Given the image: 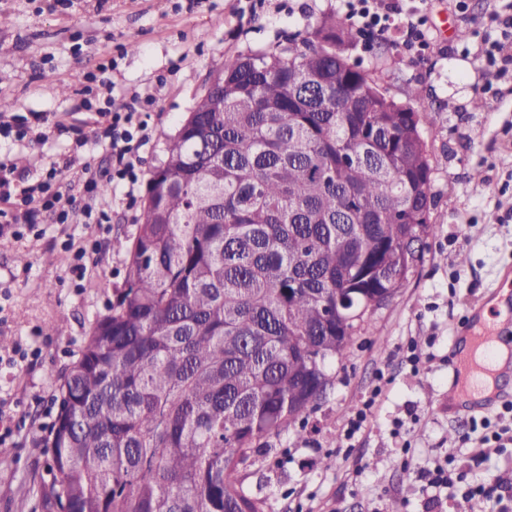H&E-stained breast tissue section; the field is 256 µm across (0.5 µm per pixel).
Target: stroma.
<instances>
[{
    "instance_id": "35a3bbf8",
    "label": "stroma",
    "mask_w": 512,
    "mask_h": 512,
    "mask_svg": "<svg viewBox=\"0 0 512 512\" xmlns=\"http://www.w3.org/2000/svg\"><path fill=\"white\" fill-rule=\"evenodd\" d=\"M487 8L488 0H468L461 16L439 0L431 14L439 50L422 59L403 53L391 34L347 52L396 98L424 89L439 122L426 140L436 232L405 288L370 315L349 357L332 365L333 387L320 408L239 464L245 491L265 499L267 512H395L402 502L408 512H453L448 501L433 507L416 477L439 459L479 482L512 481V443L481 441L486 424L512 425V413L500 405L456 416L445 403L455 329L512 267V95L472 111L484 79L452 52L459 31L471 30ZM339 11L337 0H0V98L14 101L15 113L44 112L61 123L41 142L0 134V157L17 168L67 158L76 174L88 163L109 164L108 150L75 143L92 133V114L79 107L85 86L97 107L155 97L141 115L150 141L133 197L109 187L96 200L110 223H87L84 194L69 187L73 223L46 217L19 238L12 225H0V339L9 342L0 347V423L13 430L0 445V512H42L40 491L55 479L43 438L56 419L59 377L126 283L128 254L114 243L132 237L148 171L181 119L227 60L306 34ZM101 67L106 84H88ZM91 241L80 279L72 249ZM377 386L374 416L346 440L349 416ZM481 453L486 460L474 467Z\"/></svg>"
}]
</instances>
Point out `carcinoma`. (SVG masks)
<instances>
[{
    "label": "carcinoma",
    "instance_id": "carcinoma-1",
    "mask_svg": "<svg viewBox=\"0 0 512 512\" xmlns=\"http://www.w3.org/2000/svg\"><path fill=\"white\" fill-rule=\"evenodd\" d=\"M301 44L224 63L149 171L129 270L57 389L43 512H265L238 465L305 420L402 245L434 231L423 90L406 103Z\"/></svg>",
    "mask_w": 512,
    "mask_h": 512
}]
</instances>
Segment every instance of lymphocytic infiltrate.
I'll use <instances>...</instances> for the list:
<instances>
[{
	"label": "lymphocytic infiltrate",
	"mask_w": 512,
	"mask_h": 512,
	"mask_svg": "<svg viewBox=\"0 0 512 512\" xmlns=\"http://www.w3.org/2000/svg\"><path fill=\"white\" fill-rule=\"evenodd\" d=\"M432 0H340V8L358 30L370 36H381L397 30L399 47L410 56L423 58L436 46L428 27ZM462 55L470 57L477 69L491 74V81L481 87L482 94L492 100L512 94V0H493L492 9L474 30L472 43L464 45ZM153 97L134 98L132 104H114L97 108L98 119L91 137H79V145L95 141L112 156V170L96 174L84 169L77 183L90 197H97L105 184L125 181L136 184L140 149L146 145V125L139 119V110L153 106ZM66 169L51 163L38 182L19 186L15 170L0 160V202L9 205L16 224H37L42 213L52 214L55 223L69 224L73 213L64 198Z\"/></svg>",
	"instance_id": "f902f5d3"
}]
</instances>
